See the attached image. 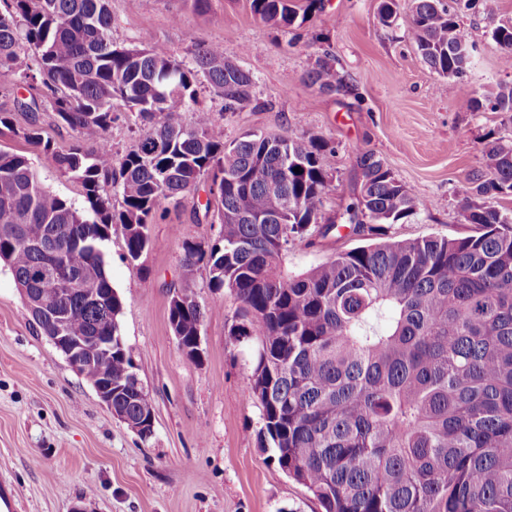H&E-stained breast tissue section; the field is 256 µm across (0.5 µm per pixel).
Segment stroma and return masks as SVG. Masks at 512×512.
Instances as JSON below:
<instances>
[{"instance_id": "stroma-1", "label": "stroma", "mask_w": 512, "mask_h": 512, "mask_svg": "<svg viewBox=\"0 0 512 512\" xmlns=\"http://www.w3.org/2000/svg\"><path fill=\"white\" fill-rule=\"evenodd\" d=\"M299 26L279 27L255 16L250 0H112V40L162 45L190 61L196 42L221 43L254 78L251 105L229 111L210 85L201 106L218 113L225 141L246 132L315 135L333 182L323 214L338 217L361 182L355 148L374 152L421 203L416 217L391 224L395 239L468 234L460 200L487 138L512 139V116L465 102L486 100L512 84L491 37L512 20V0H490L466 15L475 59L460 78L442 79L421 60L408 28L415 0H396V19L383 25L380 0H324ZM345 75L351 94L310 86L305 74L319 56ZM0 148L31 159L50 190L84 206L80 182L11 132ZM205 190L181 207L162 203L149 226V247L126 258L122 225L102 244L108 274L123 301L121 334L154 407V432L140 439L112 415L83 376L29 321L11 271L0 264V479L21 512H321L305 487L278 466L260 438L262 411L245 394L249 354L229 336L240 303L208 286L207 269L183 283V238L214 240L219 227L196 219ZM363 243L341 227L315 245L289 247L283 267L294 275ZM188 286L206 307L202 358L180 350L168 320L173 288Z\"/></svg>"}]
</instances>
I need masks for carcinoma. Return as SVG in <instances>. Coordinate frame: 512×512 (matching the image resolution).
<instances>
[{"mask_svg":"<svg viewBox=\"0 0 512 512\" xmlns=\"http://www.w3.org/2000/svg\"><path fill=\"white\" fill-rule=\"evenodd\" d=\"M250 6L274 25L298 17L294 0ZM478 6L417 0L411 38L438 75L470 67L475 46L462 17ZM491 36L511 68L512 23ZM0 77L29 93L18 103L26 126L0 112V127L79 180L89 204L50 191L27 156L0 149V261L42 335L62 319L69 335L90 340L83 376L93 387L112 380L114 417L134 428L154 408L121 335L103 229L122 225L135 263L159 205L181 206L208 180L205 214L221 230L210 242L183 240V279L202 264L213 292L242 303L229 336L253 348L246 392L279 467L322 512H512V209L498 205L512 196V142L483 143L461 200L472 230L460 237H386L385 225L416 216L419 202L373 152L357 150L360 189L342 223L377 240L291 276L288 247L336 228L321 213L332 183L320 165L326 142L250 133L224 143L216 114L199 104L200 78L236 108L252 101L254 79L223 45L196 43L188 65L161 45H114L112 0H10L0 12ZM306 78L323 92H351L320 58ZM118 102L143 133L116 160ZM489 104L511 114L512 87H498ZM41 110L72 132V147L44 136ZM38 267L85 287L61 295L32 277ZM204 317L188 289L174 290L169 322L184 343ZM103 336L112 350L91 343Z\"/></svg>","mask_w":512,"mask_h":512,"instance_id":"carcinoma-1","label":"carcinoma"}]
</instances>
